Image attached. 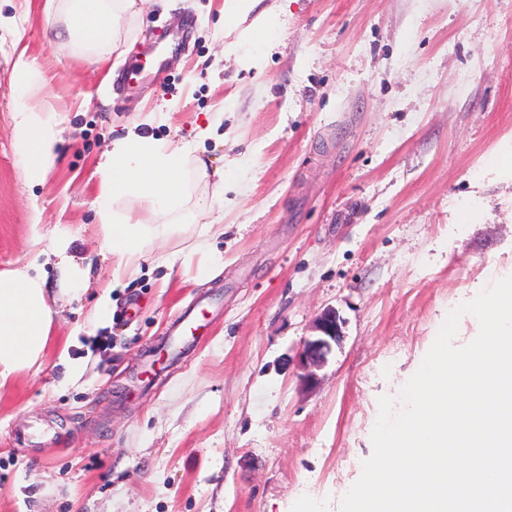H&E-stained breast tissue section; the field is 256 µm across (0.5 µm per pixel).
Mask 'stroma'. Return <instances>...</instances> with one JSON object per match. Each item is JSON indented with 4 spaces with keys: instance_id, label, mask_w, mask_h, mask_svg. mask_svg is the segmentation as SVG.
Here are the masks:
<instances>
[{
    "instance_id": "1",
    "label": "stroma",
    "mask_w": 512,
    "mask_h": 512,
    "mask_svg": "<svg viewBox=\"0 0 512 512\" xmlns=\"http://www.w3.org/2000/svg\"><path fill=\"white\" fill-rule=\"evenodd\" d=\"M46 2L0 0V271L33 260L56 287L44 251L65 231L92 268L80 300H59L39 370L0 389V512H339L379 397L450 310L512 275V0H263L277 44L258 66L249 45L222 61L224 0H152L101 63L52 36ZM175 29L181 47L127 80ZM28 103L66 118L40 184L11 134ZM154 112L155 138L241 172L209 240L224 269L205 277L200 227L182 223L115 287L98 167ZM175 251L190 261L171 277ZM105 294L112 318L93 323ZM194 306L202 333L160 353ZM328 307L345 337L308 385L297 351ZM15 69L24 77V81L19 85L22 96H28L34 89L38 79V73L32 63L26 57L25 51H20L15 61Z\"/></svg>"
}]
</instances>
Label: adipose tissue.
I'll use <instances>...</instances> for the list:
<instances>
[{"mask_svg":"<svg viewBox=\"0 0 512 512\" xmlns=\"http://www.w3.org/2000/svg\"><path fill=\"white\" fill-rule=\"evenodd\" d=\"M147 2L64 0L63 25L55 37L77 48L85 57L105 61L119 46L121 22L131 14L143 12ZM260 2L224 0L225 27L242 30L238 40L225 45V56L238 55L247 43L261 53L271 47V37L254 36L252 30L241 27ZM60 122L55 113L31 108L13 115L14 145L32 182H43L57 161ZM188 154L186 148L132 130L113 141L100 165L98 210L101 249L112 256L113 281L134 277L139 272L146 242L164 240L171 230L173 216L182 210H189L192 220L201 223L208 233L223 234L224 186L233 181L234 174L224 169L210 170L205 161H198V177L205 180L213 175L217 181L210 195L189 201L184 180ZM128 197L145 201L151 209V220H144L130 210H116V203ZM71 243L69 234H60L53 240L49 253L57 259L61 292L76 298L87 285L89 270L70 255ZM56 314L38 265L29 262L0 272V387L39 363Z\"/></svg>","mask_w":512,"mask_h":512,"instance_id":"adipose-tissue-1","label":"adipose tissue"}]
</instances>
